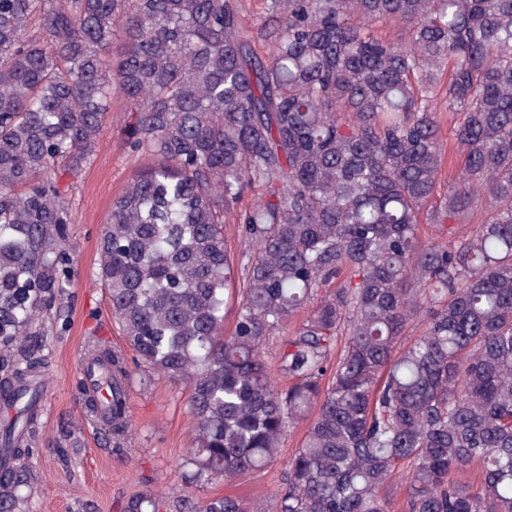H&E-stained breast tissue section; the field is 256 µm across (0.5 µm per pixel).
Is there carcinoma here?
Instances as JSON below:
<instances>
[{
    "label": "carcinoma",
    "mask_w": 512,
    "mask_h": 512,
    "mask_svg": "<svg viewBox=\"0 0 512 512\" xmlns=\"http://www.w3.org/2000/svg\"><path fill=\"white\" fill-rule=\"evenodd\" d=\"M264 2L249 28L239 0H0V512L75 261L61 180L116 97L144 159L98 242L126 349L91 341L111 399L78 380L84 415L119 444L136 380L184 386L191 486L268 471L305 424L270 508L124 512H512V0ZM438 120L440 122L442 141L445 147V163L441 172V185L438 189L444 192L448 182L452 180L456 168L460 165L462 158L458 153L457 155L453 153L452 129L456 121V116H454L452 112H448V109L442 110V112H438ZM448 147L450 150L449 160Z\"/></svg>",
    "instance_id": "carcinoma-1"
}]
</instances>
